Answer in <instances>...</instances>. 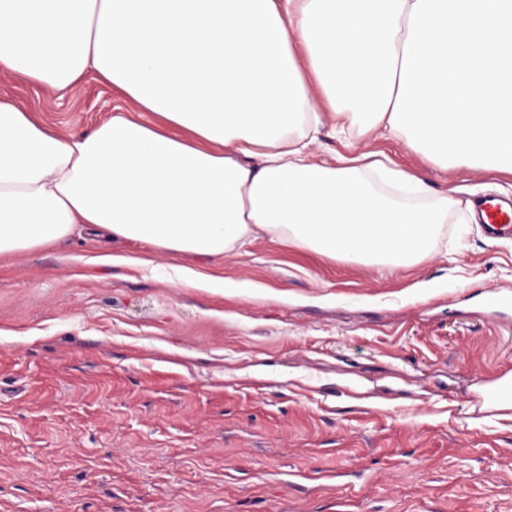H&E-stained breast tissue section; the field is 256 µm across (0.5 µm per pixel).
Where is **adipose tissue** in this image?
Wrapping results in <instances>:
<instances>
[{
	"mask_svg": "<svg viewBox=\"0 0 512 512\" xmlns=\"http://www.w3.org/2000/svg\"><path fill=\"white\" fill-rule=\"evenodd\" d=\"M0 70L49 92L92 72L136 107L64 137L0 99V256L85 224L172 256L267 236L427 257L460 201H401L424 183L380 160L313 161L326 126L512 173V0H0Z\"/></svg>",
	"mask_w": 512,
	"mask_h": 512,
	"instance_id": "ef3b65f1",
	"label": "adipose tissue"
}]
</instances>
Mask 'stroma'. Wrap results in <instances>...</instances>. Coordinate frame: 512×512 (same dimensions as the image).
<instances>
[{"label": "stroma", "instance_id": "obj_1", "mask_svg": "<svg viewBox=\"0 0 512 512\" xmlns=\"http://www.w3.org/2000/svg\"><path fill=\"white\" fill-rule=\"evenodd\" d=\"M0 97L64 136L120 102L91 75L50 95L0 72ZM358 150L433 197H512L511 173ZM95 252L79 230L0 257V512H512V420L477 401L512 374V309L481 307L512 288V236L469 216L408 268L267 237L218 261L136 247L146 268ZM173 269L176 272L179 282L187 286L216 290H223V288H236L235 284L224 283V279L214 277L193 267L179 265L174 266Z\"/></svg>", "mask_w": 512, "mask_h": 512}]
</instances>
